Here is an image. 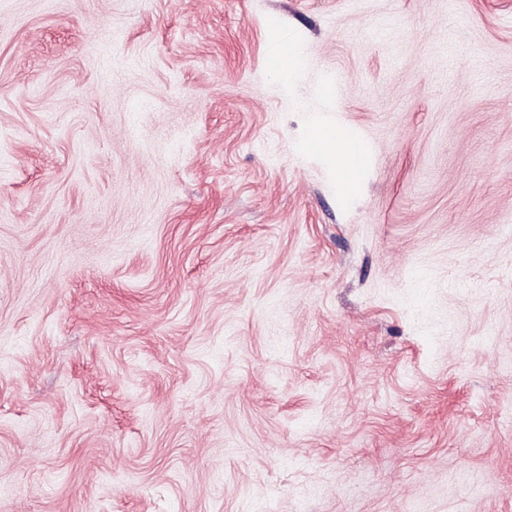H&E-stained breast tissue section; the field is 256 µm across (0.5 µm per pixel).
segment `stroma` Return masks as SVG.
<instances>
[{
  "label": "stroma",
  "instance_id": "obj_1",
  "mask_svg": "<svg viewBox=\"0 0 512 512\" xmlns=\"http://www.w3.org/2000/svg\"><path fill=\"white\" fill-rule=\"evenodd\" d=\"M0 512H512V0H0ZM349 141L345 133L333 129L321 130L315 134V137L310 134V142L313 145L333 155L347 182H350V174L356 164L349 148Z\"/></svg>",
  "mask_w": 512,
  "mask_h": 512
}]
</instances>
